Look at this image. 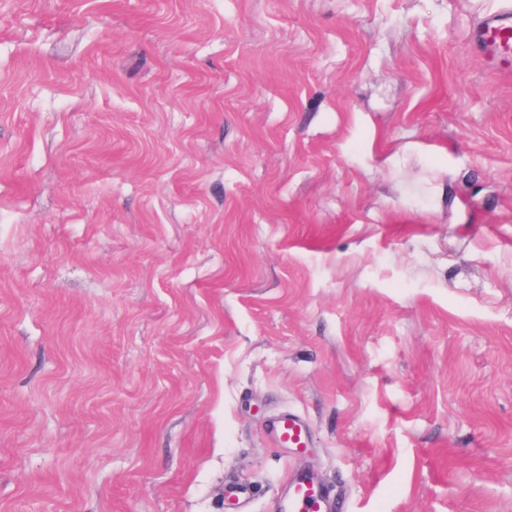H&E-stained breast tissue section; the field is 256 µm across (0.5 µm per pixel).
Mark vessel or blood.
Instances as JSON below:
<instances>
[{"instance_id": "obj_1", "label": "vessel or blood", "mask_w": 512, "mask_h": 512, "mask_svg": "<svg viewBox=\"0 0 512 512\" xmlns=\"http://www.w3.org/2000/svg\"><path fill=\"white\" fill-rule=\"evenodd\" d=\"M470 40L497 75L512 76V10L484 17L471 29ZM270 431L277 444L294 453H304L309 445L308 423L297 412L281 413ZM280 512H329L325 489L314 473L300 472L291 477Z\"/></svg>"}]
</instances>
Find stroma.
<instances>
[{
  "instance_id": "1",
  "label": "stroma",
  "mask_w": 512,
  "mask_h": 512,
  "mask_svg": "<svg viewBox=\"0 0 512 512\" xmlns=\"http://www.w3.org/2000/svg\"><path fill=\"white\" fill-rule=\"evenodd\" d=\"M505 7L0 0V512H512ZM470 41L497 75L512 76V10L484 17L470 30ZM271 434L280 446L302 454L309 445L310 431L304 417L294 411L281 413L272 423ZM280 512H330L326 492L312 472L294 474L288 483V498L280 504Z\"/></svg>"
}]
</instances>
